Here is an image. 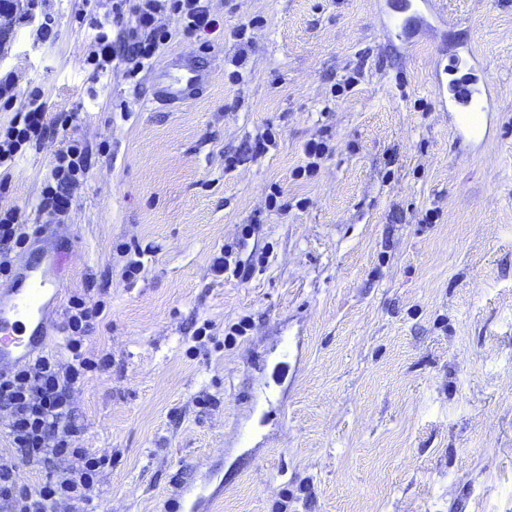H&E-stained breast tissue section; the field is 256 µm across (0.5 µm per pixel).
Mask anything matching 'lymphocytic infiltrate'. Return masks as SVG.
<instances>
[{"instance_id": "f902f5d3", "label": "lymphocytic infiltrate", "mask_w": 512, "mask_h": 512, "mask_svg": "<svg viewBox=\"0 0 512 512\" xmlns=\"http://www.w3.org/2000/svg\"><path fill=\"white\" fill-rule=\"evenodd\" d=\"M0 10L7 20L0 27L1 42L9 41L12 31L21 27L30 28L37 41L53 35L51 0H0ZM165 15L176 18L180 34L186 37H202L219 24L209 0H112L106 16L93 11L77 16L79 24L95 32L85 53V66L95 74L118 69L129 83H138L140 73L171 38L161 22ZM18 88L14 71L0 72V108L12 114L8 123H0V193L10 185L17 159L40 148L57 131L56 122L47 118L48 105L41 90H31L22 99ZM106 152L103 146L93 153L81 140H65L54 155L36 205L38 216L50 224L64 223L73 190L94 167L93 154ZM30 240V227L21 223L18 210L0 206L1 276L11 271L12 253L27 248ZM105 310L104 300L72 295L67 309L66 362L47 353L21 369L0 374V410L9 413L6 429L12 445L11 461L0 462V512H49L60 499L90 504L100 473L111 465V458L79 447L82 427L71 406L72 389L108 365V354L94 357L83 350L85 336L104 319ZM64 456L71 458V467L55 470L56 460ZM18 462L48 469L50 475L37 490L23 489L14 474Z\"/></svg>"}]
</instances>
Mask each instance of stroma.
Wrapping results in <instances>:
<instances>
[{
    "instance_id": "stroma-1",
    "label": "stroma",
    "mask_w": 512,
    "mask_h": 512,
    "mask_svg": "<svg viewBox=\"0 0 512 512\" xmlns=\"http://www.w3.org/2000/svg\"><path fill=\"white\" fill-rule=\"evenodd\" d=\"M211 5L207 44L177 36L158 56L215 65L174 112L152 109V70L91 76L85 0H54L52 40L20 28L0 51L21 91L73 114L63 136L110 148L55 240L64 297L112 281L84 342L112 367L73 392L80 445L112 458L95 504L173 512L190 482L209 512H512V0H441L412 53L384 0ZM464 49L496 100L472 144L436 94ZM268 128V153L225 171ZM325 130L332 152L296 179ZM57 148L20 157L0 196L23 223ZM227 248L240 276L211 271Z\"/></svg>"
}]
</instances>
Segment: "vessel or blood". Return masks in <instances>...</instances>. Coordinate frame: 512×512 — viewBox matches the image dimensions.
Segmentation results:
<instances>
[{
	"label": "vessel or blood",
	"mask_w": 512,
	"mask_h": 512,
	"mask_svg": "<svg viewBox=\"0 0 512 512\" xmlns=\"http://www.w3.org/2000/svg\"><path fill=\"white\" fill-rule=\"evenodd\" d=\"M389 26L413 46L425 25V12H436L437 0H388ZM212 66L200 58L180 57L157 70L151 102L171 112L195 100L206 88ZM448 109L460 117L458 138L474 135L465 117L474 112L490 113L494 104L483 70L470 56L459 55L448 72ZM55 225L43 226L37 248L39 258L31 262L19 252L12 264L10 288L0 290V374L25 365L45 351L52 341L51 322L62 304L58 274L64 257L54 247Z\"/></svg>",
	"instance_id": "b4317fda"
}]
</instances>
